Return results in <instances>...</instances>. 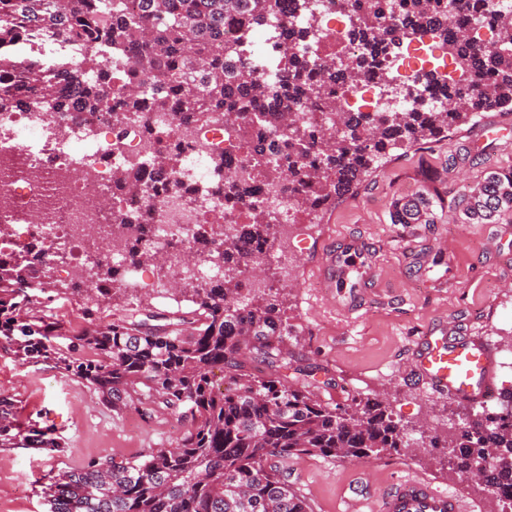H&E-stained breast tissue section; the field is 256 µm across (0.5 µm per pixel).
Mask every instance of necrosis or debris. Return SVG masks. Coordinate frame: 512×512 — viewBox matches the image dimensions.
I'll list each match as a JSON object with an SVG mask.
<instances>
[{
    "instance_id": "4bbe7bcc",
    "label": "necrosis or debris",
    "mask_w": 512,
    "mask_h": 512,
    "mask_svg": "<svg viewBox=\"0 0 512 512\" xmlns=\"http://www.w3.org/2000/svg\"><path fill=\"white\" fill-rule=\"evenodd\" d=\"M397 0H316L312 21L324 37L317 43H290L299 55L323 62L357 58L362 47L351 34L350 11L392 14ZM381 67L392 75L391 88L376 79L358 86L337 85L336 96L347 107L366 112L406 111L422 90V71L412 53L388 48ZM166 137L179 156L175 171L163 162L158 137ZM245 138L226 130L220 113L198 119L172 109L140 112L56 113L42 107L0 113V260L25 256L31 243L48 247L45 262L57 252L69 258L58 274L75 280L78 270L97 256L116 270V287L136 294L146 290L159 301L170 298L174 277L208 282L224 276L220 260L191 261L194 236L206 226L215 241L228 224L249 221L246 207H228L223 187L215 186L211 162L223 157L226 168L251 178ZM139 170L142 186L125 191L112 184L114 172ZM196 189V197L171 193L169 177ZM262 200L277 226L281 244L297 235L300 214L286 185L261 182ZM142 237L144 245L165 259L164 265H133L125 244ZM56 262V261H55Z\"/></svg>"
}]
</instances>
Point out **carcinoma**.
I'll list each match as a JSON object with an SVG mask.
<instances>
[{"label":"carcinoma","mask_w":512,"mask_h":512,"mask_svg":"<svg viewBox=\"0 0 512 512\" xmlns=\"http://www.w3.org/2000/svg\"><path fill=\"white\" fill-rule=\"evenodd\" d=\"M311 0H0V113L27 108L31 99L54 112L74 103L86 112L109 106L104 77L82 78L72 58L50 62L16 60L9 48L18 34L29 39L60 36L83 52L86 68L124 47L134 55L142 80L133 86L125 110L147 103L181 112L224 113L236 129L263 114L269 125L288 121L281 145L266 146L256 135V176L288 182L301 194L297 206L305 218L349 194L395 149L436 140L477 113L512 103V19L492 16L493 37L476 45L469 28L448 29L443 0H403L405 10L384 25L376 13L356 18L354 27L375 58L383 46L425 35L447 46L455 67L476 76L468 92L448 85L439 71L427 70L426 83L440 84L444 104L429 110L417 101L407 112H351L337 128L316 137L291 118L290 107L312 98L320 111L335 115L336 99L305 57L281 54L277 66L284 79L270 83L253 66H236L230 56L247 59L245 46L258 25L273 30L270 40L316 39L310 28L290 27L288 9H310ZM241 29L230 46L225 28ZM326 79L354 83L359 65L348 60L325 68ZM214 175L224 181V202L250 206V223L224 225L220 258L224 279L183 280L171 289L180 304H192L157 315L134 301L124 288L100 290L73 283L52 292L82 302L88 326L53 345L55 327L23 320L17 297L50 285V268L27 259L0 262V344L22 355L53 357L58 368L77 377L102 404L121 411L134 407L145 416L175 414L183 422L176 441L143 459L101 456L83 468L64 471L50 487V512H312L306 498L288 484L278 462L292 456H317L354 462L409 447L404 425L380 402L325 401L305 383L280 374L288 360L291 325L285 316L286 287L271 285L244 292L243 277L260 267L257 259L277 242L276 225L245 181L224 177V159L213 161ZM436 202L420 195L396 203L394 224H432ZM457 206L473 224H497L512 214V169H494L480 186L463 193ZM151 252L139 239L130 241L128 258L150 262ZM90 282L112 275L102 263L84 269ZM112 307V319L97 322L101 303ZM223 373L215 380L214 370ZM14 401L0 395V447L16 444L11 421ZM37 448L59 447L47 430L32 424L23 437ZM430 448L441 467L461 476L483 466L485 487H512V396L501 411L481 422H463L458 431L434 436Z\"/></svg>","instance_id":"obj_1"}]
</instances>
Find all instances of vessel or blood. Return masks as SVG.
<instances>
[{"mask_svg":"<svg viewBox=\"0 0 512 512\" xmlns=\"http://www.w3.org/2000/svg\"><path fill=\"white\" fill-rule=\"evenodd\" d=\"M361 249L351 244L346 254L330 252L324 267V280L336 292V304L347 310L352 306L354 289L349 288L337 269L346 261L358 260ZM413 367L433 389L449 397L476 406L491 395L496 370L495 351L482 336L448 338L430 329L420 337L412 357ZM478 506L466 502L457 491L437 485L416 473L396 479L375 501V512H477Z\"/></svg>","mask_w":512,"mask_h":512,"instance_id":"vessel-or-blood-1","label":"vessel or blood"}]
</instances>
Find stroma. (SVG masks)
I'll list each match as a JSON object with an SVG mask.
<instances>
[{
  "mask_svg": "<svg viewBox=\"0 0 512 512\" xmlns=\"http://www.w3.org/2000/svg\"><path fill=\"white\" fill-rule=\"evenodd\" d=\"M510 166L512 109L483 112L445 138L391 151L352 193L304 225L301 240L288 247L285 307L294 335L285 375L295 380L300 368L312 369L307 382L322 399L339 401L347 391L379 397L410 428L428 419L446 429L457 402L432 391L412 370L410 353L430 326L512 349V215L497 224H468L454 206L488 171ZM415 193L443 198L437 222L392 223L394 202ZM352 238L368 245L369 286L358 309L345 313L326 299L320 268L325 244ZM1 394L13 399L19 430L34 421L51 426L60 446L0 448V512H49L47 488L58 473L102 455L140 458L175 436L173 417L142 418L132 407L113 411L50 358L25 361L0 349ZM134 417L140 424L131 432L126 423ZM281 467L314 512H346L357 483L366 490L359 512H370L401 468L462 491L482 512L501 510L483 485L442 469L426 453L353 463L302 456Z\"/></svg>",
  "mask_w": 512,
  "mask_h": 512,
  "instance_id": "stroma-1",
  "label": "stroma"
}]
</instances>
